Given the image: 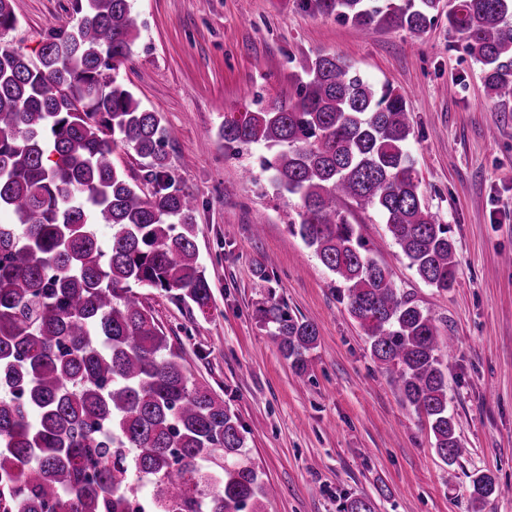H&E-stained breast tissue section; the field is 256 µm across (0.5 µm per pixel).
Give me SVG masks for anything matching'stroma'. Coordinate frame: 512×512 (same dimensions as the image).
Wrapping results in <instances>:
<instances>
[{
  "label": "stroma",
  "instance_id": "obj_1",
  "mask_svg": "<svg viewBox=\"0 0 512 512\" xmlns=\"http://www.w3.org/2000/svg\"><path fill=\"white\" fill-rule=\"evenodd\" d=\"M6 43L37 57L50 25L73 23L72 0H13ZM139 19L121 69L170 134L172 171L197 199L196 244L209 312L143 289L197 382L239 417L252 462L276 489L265 512H339L366 496L375 512H472V476L512 485V101L489 98L480 66L439 12L414 39L360 32L300 0H132ZM337 55L363 78L406 97L421 191L449 225L459 261L449 291L410 269L380 218L354 210L371 254L397 287L447 325L448 410L468 449L449 466L425 419L403 405L335 291V277L289 233L296 198L276 194L263 146L231 155L216 136L227 114L295 93L296 62ZM318 328L308 376L296 381L260 312L269 296Z\"/></svg>",
  "mask_w": 512,
  "mask_h": 512
}]
</instances>
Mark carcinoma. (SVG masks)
I'll list each match as a JSON object with an SVG mask.
<instances>
[{"label":"carcinoma","mask_w":512,"mask_h":512,"mask_svg":"<svg viewBox=\"0 0 512 512\" xmlns=\"http://www.w3.org/2000/svg\"><path fill=\"white\" fill-rule=\"evenodd\" d=\"M310 2L359 31L419 38L441 0ZM72 8L75 23L50 28L35 61L0 43V211L13 217L0 224V512H132L147 482L153 512H263L272 488L238 416L188 375L140 292L211 304L196 199L170 169L161 116L120 78L138 37L130 0ZM17 24L12 0H0V34ZM448 32L480 65L487 95L511 100L512 0H457ZM294 79L295 100L226 117L218 136L267 149L272 184L298 200L289 231L336 277L373 357L451 466L468 449L448 412L447 345L350 222L352 204L374 211L425 283L454 287V242L421 195L405 97L331 54L300 60ZM119 149L140 159L138 178L113 162ZM264 320L303 378L316 325L276 299ZM511 493L489 471L470 481L475 505ZM341 512L374 504L351 497Z\"/></svg>","instance_id":"cac0c4a2"}]
</instances>
